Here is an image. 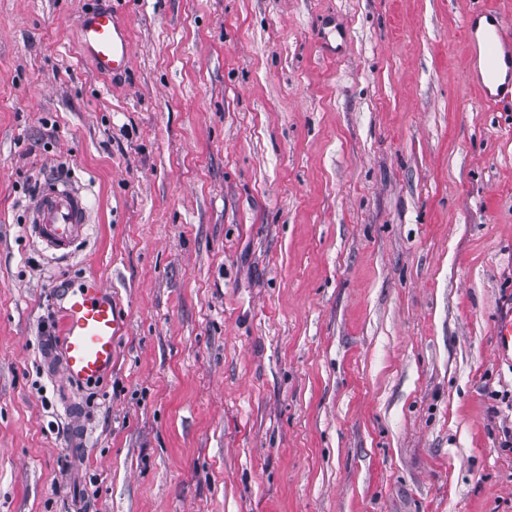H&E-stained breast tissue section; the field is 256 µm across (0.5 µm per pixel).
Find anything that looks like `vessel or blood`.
Returning a JSON list of instances; mask_svg holds the SVG:
<instances>
[{
    "instance_id": "1",
    "label": "vessel or blood",
    "mask_w": 512,
    "mask_h": 512,
    "mask_svg": "<svg viewBox=\"0 0 512 512\" xmlns=\"http://www.w3.org/2000/svg\"><path fill=\"white\" fill-rule=\"evenodd\" d=\"M470 56L465 73L481 84V99L489 107L512 112V14L483 0L465 20ZM79 39L85 55L103 74L123 75L131 66L132 37L129 27L112 10L83 11ZM28 236L46 249L72 254L91 230V205L86 194L70 184L56 183L26 205ZM61 312L64 378L95 384L112 371L116 344L128 328L110 286L93 278L78 288L56 295ZM494 352L512 359V302L500 307L494 323Z\"/></svg>"
}]
</instances>
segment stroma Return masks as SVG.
<instances>
[{
  "mask_svg": "<svg viewBox=\"0 0 512 512\" xmlns=\"http://www.w3.org/2000/svg\"><path fill=\"white\" fill-rule=\"evenodd\" d=\"M475 0H0V512H512V116ZM129 25L98 74L84 9ZM92 204L57 259L56 172ZM97 277L103 384L44 323ZM481 3L465 20L466 40L470 45L465 73L470 82H479L481 99L487 106L512 112L511 14L487 1ZM484 17L491 20L492 26L490 30L481 33L480 43L477 32L480 20ZM504 69L508 79L500 83L497 77ZM25 207L26 233L54 254H72L90 235L89 199L69 183L52 184ZM494 352L501 359H512V300L501 305L494 323Z\"/></svg>",
  "mask_w": 512,
  "mask_h": 512,
  "instance_id": "stroma-1",
  "label": "stroma"
}]
</instances>
